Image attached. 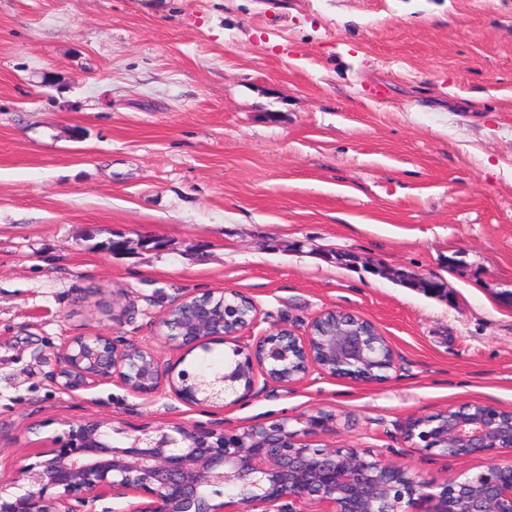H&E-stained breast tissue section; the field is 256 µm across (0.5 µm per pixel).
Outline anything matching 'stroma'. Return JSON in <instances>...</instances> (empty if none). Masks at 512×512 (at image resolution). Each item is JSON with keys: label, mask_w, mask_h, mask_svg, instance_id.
Wrapping results in <instances>:
<instances>
[{"label": "stroma", "mask_w": 512, "mask_h": 512, "mask_svg": "<svg viewBox=\"0 0 512 512\" xmlns=\"http://www.w3.org/2000/svg\"><path fill=\"white\" fill-rule=\"evenodd\" d=\"M226 289L252 335L349 311L397 364L220 407L53 380L99 332L223 366L233 344L184 357L157 319ZM475 403L512 411V0H0V486L90 418L118 446L284 420L441 488L487 460L404 427Z\"/></svg>", "instance_id": "stroma-1"}]
</instances>
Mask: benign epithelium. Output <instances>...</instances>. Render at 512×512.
<instances>
[{
  "label": "benign epithelium",
  "mask_w": 512,
  "mask_h": 512,
  "mask_svg": "<svg viewBox=\"0 0 512 512\" xmlns=\"http://www.w3.org/2000/svg\"><path fill=\"white\" fill-rule=\"evenodd\" d=\"M225 290L216 297L185 295L159 315L163 339L187 355L214 339L243 338L258 319L256 306L237 316ZM341 324L325 333L309 325L301 335L286 325L249 337L244 359L222 373L193 374L161 360L135 344L118 345L106 333L71 336L58 348L55 382L66 392L88 390L111 381L133 394L154 396L167 386L189 405H222L239 389L251 391L258 380L288 387L310 371L362 382L386 379L396 353L378 327L353 312L332 309ZM108 423L85 419L69 425L20 467L16 490L0 487V512H512V463H492L438 493L433 483L409 466L387 462L356 449L315 448L288 422L253 425L237 431L177 424L139 429L123 446L104 440ZM409 439L427 450L460 459L512 451V417L477 404L466 415L445 410L414 419ZM237 500L224 501L226 490ZM127 500L128 507L96 510L99 501Z\"/></svg>",
  "instance_id": "1"
}]
</instances>
